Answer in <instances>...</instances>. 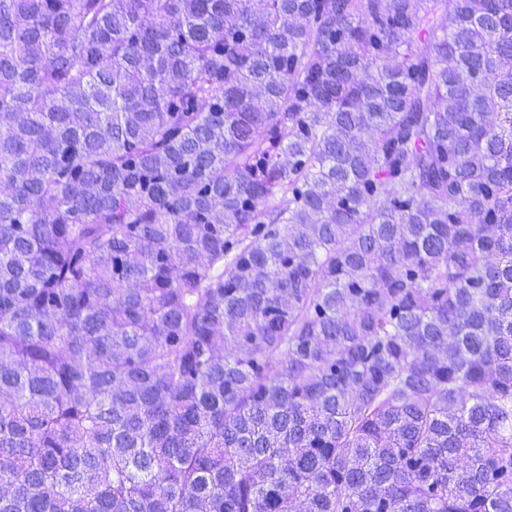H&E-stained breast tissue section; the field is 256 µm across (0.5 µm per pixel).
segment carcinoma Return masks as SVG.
<instances>
[{
	"label": "carcinoma",
	"instance_id": "cac0c4a2",
	"mask_svg": "<svg viewBox=\"0 0 512 512\" xmlns=\"http://www.w3.org/2000/svg\"><path fill=\"white\" fill-rule=\"evenodd\" d=\"M443 2L0 0V512H512V0Z\"/></svg>",
	"mask_w": 512,
	"mask_h": 512
}]
</instances>
